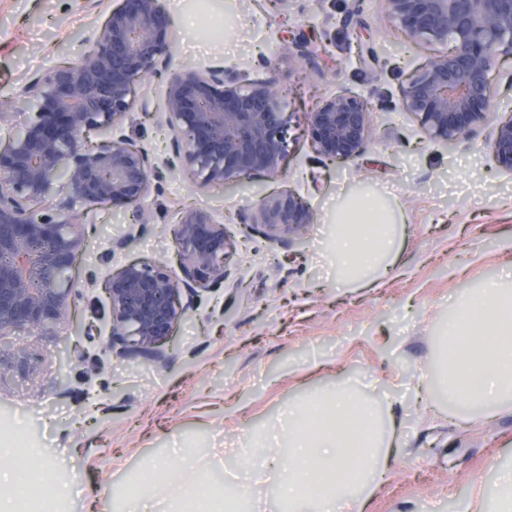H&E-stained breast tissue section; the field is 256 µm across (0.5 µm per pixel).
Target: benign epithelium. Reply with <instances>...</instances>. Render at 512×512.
Instances as JSON below:
<instances>
[{
    "mask_svg": "<svg viewBox=\"0 0 512 512\" xmlns=\"http://www.w3.org/2000/svg\"><path fill=\"white\" fill-rule=\"evenodd\" d=\"M410 41L441 47L400 88L399 104L430 137L453 145L495 111L490 76L512 56V0H384ZM173 24L163 0H122L101 27L80 35L83 49L31 79L22 98L0 102V124L19 104L36 102V120L0 149V335L47 332L60 319L73 285L70 270L85 224L79 201L140 208L155 169L141 147L118 133L135 82L164 79L160 115L201 183L237 184L276 176L288 155L292 114L272 81L226 80L222 67L169 71ZM370 102L359 94L326 98L308 112V133L325 159L357 158L372 138ZM489 148L512 171V113L494 127ZM58 192L53 208L42 202ZM310 207L300 196L262 198L263 236L302 237ZM173 243L184 278L165 263L130 262L103 282L108 343L151 357L184 318L180 291L224 283L235 250L228 228L201 208L182 212Z\"/></svg>",
    "mask_w": 512,
    "mask_h": 512,
    "instance_id": "benign-epithelium-1",
    "label": "benign epithelium"
}]
</instances>
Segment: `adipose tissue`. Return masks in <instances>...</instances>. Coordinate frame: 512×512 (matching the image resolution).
<instances>
[{
    "mask_svg": "<svg viewBox=\"0 0 512 512\" xmlns=\"http://www.w3.org/2000/svg\"><path fill=\"white\" fill-rule=\"evenodd\" d=\"M336 273L346 285L366 281L369 270L381 269L395 236L388 211L375 201H357L337 221L332 235ZM473 316L455 328L450 343L452 370L436 378L449 403L488 410L512 401V292L482 291L467 302ZM318 415L300 408L290 413L284 451H242V461L257 477L277 486L276 512H358L362 496L380 474L384 438L375 411L361 395L346 388L324 397ZM15 448L0 445V512H42L44 490L32 487L18 498ZM190 468L159 466L153 480L136 485L115 512H155L157 492L166 489L165 512H207L206 491H187Z\"/></svg>",
    "mask_w": 512,
    "mask_h": 512,
    "instance_id": "1",
    "label": "adipose tissue"
}]
</instances>
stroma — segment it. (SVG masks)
<instances>
[{"mask_svg":"<svg viewBox=\"0 0 512 512\" xmlns=\"http://www.w3.org/2000/svg\"><path fill=\"white\" fill-rule=\"evenodd\" d=\"M121 0H0V99L79 52L74 33L101 25ZM176 37L172 67L224 65L271 80L288 94L289 152L279 176L254 175L236 188L205 186L161 121L165 85L136 86L120 131L158 163L142 205L87 213L95 234L69 275L77 291L51 332L5 337L0 357V439L39 449L83 512L85 489L125 498L132 477L181 466L194 451L198 482L208 462L235 464V448L287 425L291 408L347 380L376 410L393 396L399 448L389 478L366 512H494L512 472V403L488 412L421 402L458 307L475 292L512 289V171L488 147L491 126L454 145L430 138L399 105L402 83L434 53L408 43L384 0H164ZM302 33L324 44L316 60L263 59ZM367 97L376 135L363 154L333 163L314 149L307 114L339 93ZM291 192L310 205L301 238L268 242L254 223L261 196ZM379 197L397 230L389 271L342 287L332 262L336 205ZM211 211L236 251L224 283L184 293L189 309L153 359L128 358L75 323L101 307L100 286L131 261L178 269L172 230L185 209ZM74 359L63 368L59 350ZM68 384H61V376Z\"/></svg>","mask_w":512,"mask_h":512,"instance_id":"obj_1","label":"stroma"}]
</instances>
